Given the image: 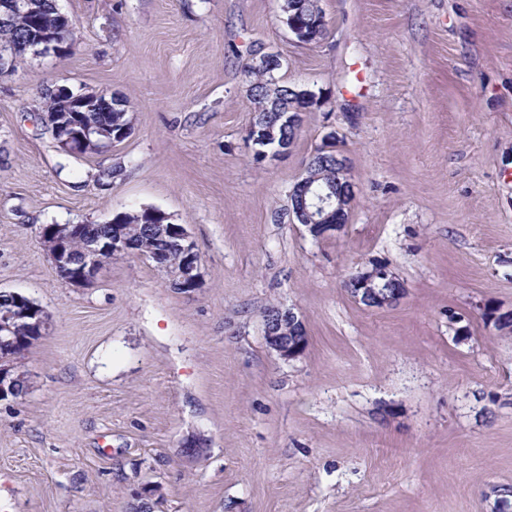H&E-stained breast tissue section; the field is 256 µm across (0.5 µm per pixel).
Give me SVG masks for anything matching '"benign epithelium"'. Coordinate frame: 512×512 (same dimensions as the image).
Instances as JSON below:
<instances>
[{
    "mask_svg": "<svg viewBox=\"0 0 512 512\" xmlns=\"http://www.w3.org/2000/svg\"><path fill=\"white\" fill-rule=\"evenodd\" d=\"M61 25L47 30L29 43L32 55L58 54L68 46L64 45L61 33L67 27V17L60 16ZM247 67H261L270 72L280 66L279 58L271 53L253 54L246 61ZM57 101L51 112L42 114V120L54 136H60L66 144L74 147V155L82 156L90 150L107 152L112 145L128 135L123 132L120 136L112 137V127L85 123L74 117L78 112H87L90 108L102 104L112 108V99L105 94L86 87L75 92L65 86H59L50 91ZM248 141L252 143L253 153L261 160L275 159L288 155L290 148L276 141L274 126L257 119L252 122ZM336 169V186L341 191L332 196L313 188L308 176L294 185L291 196L300 198L301 206L296 208V214L304 220V225L315 236L336 231L341 224L332 218L338 211L350 212L355 200L354 185L351 181L350 158L342 151H332ZM161 235L173 239V243L183 255V263L179 272L181 289L193 292L202 287L203 273L199 252L187 227L183 224H161ZM79 230L76 224H61L59 230L51 235H41L49 253L50 260L56 272L60 273L70 262L68 248L72 235ZM107 251L113 256H125L134 253L131 240L122 231L112 234L106 242L89 239L84 243L81 270L77 277L64 279L71 286H86L92 283L98 273L97 260L100 252ZM347 292L358 303L369 308H384L400 302L407 294V288L389 266L373 263L371 266L352 274L347 279ZM294 331L298 337L296 342L288 341V332ZM264 340L268 348L282 359H296L307 348L308 336L305 326L293 312L279 307L264 319ZM18 373L16 367L9 365L0 369V398L14 395L12 375Z\"/></svg>",
    "mask_w": 512,
    "mask_h": 512,
    "instance_id": "benign-epithelium-1",
    "label": "benign epithelium"
}]
</instances>
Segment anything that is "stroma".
<instances>
[{
  "mask_svg": "<svg viewBox=\"0 0 512 512\" xmlns=\"http://www.w3.org/2000/svg\"><path fill=\"white\" fill-rule=\"evenodd\" d=\"M56 4L68 53L0 79V291L51 319L0 401V512H491L512 488V333L482 317L512 310V0H320L314 44L284 0ZM253 49L319 99L260 163ZM54 86L123 98L130 135L62 156L39 119ZM328 142L355 201L316 237L289 193ZM140 207L187 226L201 288L138 256L59 278L45 225ZM373 262L397 306L347 293ZM270 307L304 322L302 356L267 348Z\"/></svg>",
  "mask_w": 512,
  "mask_h": 512,
  "instance_id": "1",
  "label": "stroma"
}]
</instances>
